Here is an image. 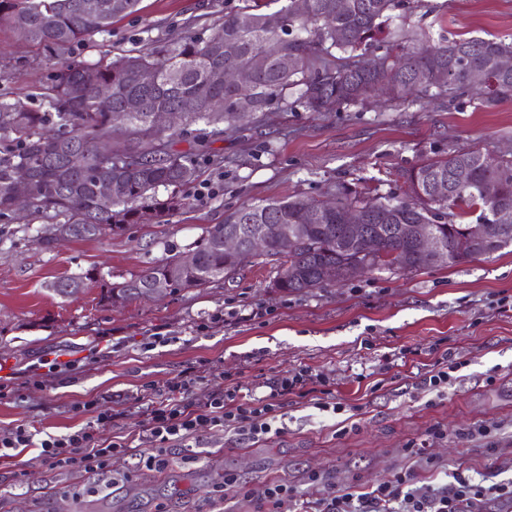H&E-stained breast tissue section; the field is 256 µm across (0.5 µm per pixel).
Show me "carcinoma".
<instances>
[{"mask_svg": "<svg viewBox=\"0 0 512 512\" xmlns=\"http://www.w3.org/2000/svg\"><path fill=\"white\" fill-rule=\"evenodd\" d=\"M85 0H0V23L21 39L64 49L74 44L95 47V36L110 33L115 19L139 11L141 0H123L121 9L110 0H96L88 14ZM224 14V21L202 37L186 30L158 49L130 52L109 62H87L59 57L54 62L55 83L38 108L22 101L0 100V217L13 212L15 174L26 169L40 186L31 212L63 218L68 239L83 241L121 236L134 224H143L179 209L173 194L160 201V187L180 188L196 176L195 153L171 149L176 132L159 127L154 113L179 110L183 125L194 127V139L203 143L233 129L242 93L224 82V43L237 46L236 62L247 67L265 43L286 36L283 56L255 73L251 103L256 112L288 104V97L312 112L356 104L377 90L383 81L395 100H418L428 94L461 98L471 90L472 73L494 72L502 56L512 57V41L498 38L441 39L437 42L412 29L409 0H302L303 12L293 5L276 10L275 0H242ZM401 24L389 31L384 25L397 17ZM152 71V80L142 71ZM130 98L140 100L139 112L125 111ZM512 99V72L501 77L482 103L494 106ZM112 141V161L96 154L97 143ZM404 196L394 192L366 196L345 183L336 184V211L323 213L312 224L307 241L284 250L270 241L263 253L248 249L224 253L228 232L248 237L264 224H298L303 208L318 201L295 197L245 205L229 213L221 224H211L195 245L196 262L178 270L168 282L171 295L208 285L234 275L243 266L276 258L274 285L283 292L309 293L328 285L321 270L326 265L345 269L361 263L371 271L417 273L432 264L415 260L405 264L408 242L384 230L375 252L359 245L343 250L336 238L348 234L345 212L364 211L375 224H433L443 240L487 226L509 223L512 239V156L480 150H450L402 173ZM448 181V195L433 194L434 184ZM116 187L112 208L98 202L102 182ZM180 255L170 254L116 283L103 281L94 269L60 278L50 288L69 297L86 282L101 283L100 303L113 297L126 306L139 301L138 290L167 282Z\"/></svg>", "mask_w": 512, "mask_h": 512, "instance_id": "1", "label": "carcinoma"}]
</instances>
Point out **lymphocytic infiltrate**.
Segmentation results:
<instances>
[{
    "mask_svg": "<svg viewBox=\"0 0 512 512\" xmlns=\"http://www.w3.org/2000/svg\"><path fill=\"white\" fill-rule=\"evenodd\" d=\"M192 385V380H182L158 391L148 410L147 429L142 437L148 445L140 455L146 470H166L170 443L194 438L205 426L229 428L251 440L263 439L271 433L276 420L275 397H305L315 391L313 378L303 370L275 380L268 401L233 390H217L205 402L195 403L188 398ZM34 446L38 447L40 458L53 468L67 471L77 467L100 477L110 473L114 457L133 451L131 443L124 439L99 443L86 427L40 441L22 425L0 434V451ZM415 481L416 474L409 469L397 472L367 494L358 495L348 488L332 491L320 499V512H484L486 502H512L511 483L487 485L459 473L451 484L416 492L412 489Z\"/></svg>",
    "mask_w": 512,
    "mask_h": 512,
    "instance_id": "obj_1",
    "label": "lymphocytic infiltrate"
}]
</instances>
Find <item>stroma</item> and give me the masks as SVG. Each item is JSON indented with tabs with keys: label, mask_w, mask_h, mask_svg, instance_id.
I'll return each mask as SVG.
<instances>
[{
	"label": "stroma",
	"mask_w": 512,
	"mask_h": 512,
	"mask_svg": "<svg viewBox=\"0 0 512 512\" xmlns=\"http://www.w3.org/2000/svg\"><path fill=\"white\" fill-rule=\"evenodd\" d=\"M241 0H141L117 20L100 49L74 46L70 57L123 54L200 33ZM411 20L433 39L512 38V0H412ZM56 49L19 40L0 25V99L39 105L52 85ZM479 148L512 154V101L421 103L371 97L327 112L293 106L254 112L236 130L198 149L197 177L178 190L176 214L137 224L120 237L36 241L49 219L27 212L0 219V432L25 424L40 438L91 426L96 438L143 432L154 388L195 374L193 402L241 387L268 396L277 378L307 370L332 397L354 408L355 428L340 434L343 414L313 398H277L280 432L254 442L219 427L170 448L163 473L141 470L133 456L112 461L103 479L59 471L27 450L0 460V512H254L253 501L211 503L234 474L255 497L273 482L308 501L329 487L371 492L399 471L415 470L417 488L441 486L456 473L488 483L512 481V246L492 257L402 275L365 274L304 294L273 288L272 265L247 266L205 288L142 300L124 308L100 303L91 284L66 300L57 278L97 268L120 282L168 253H189L207 226L245 204L330 198L337 183L383 179L403 193L402 172L439 151ZM457 363L444 392L422 380L438 363ZM116 411L109 424L99 412ZM441 439L429 438L433 427ZM426 444L425 457L407 453ZM200 459L184 462L187 451ZM323 475L318 486L310 473ZM96 492L74 498L72 486Z\"/></svg>",
	"instance_id": "35a3bbf8"
}]
</instances>
